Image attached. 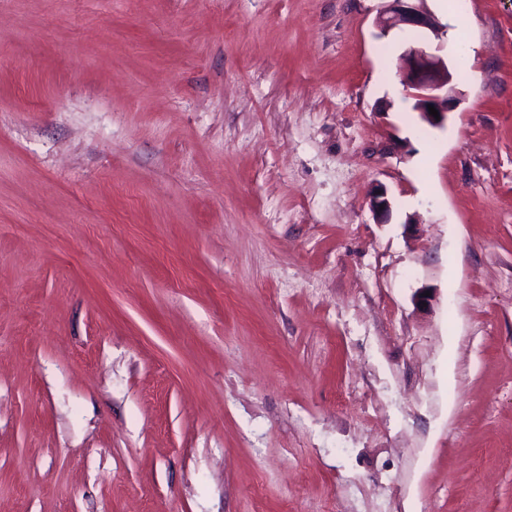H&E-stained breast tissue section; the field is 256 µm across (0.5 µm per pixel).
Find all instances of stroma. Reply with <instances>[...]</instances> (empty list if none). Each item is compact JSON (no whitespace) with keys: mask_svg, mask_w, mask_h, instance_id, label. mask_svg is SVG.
I'll list each match as a JSON object with an SVG mask.
<instances>
[{"mask_svg":"<svg viewBox=\"0 0 512 512\" xmlns=\"http://www.w3.org/2000/svg\"><path fill=\"white\" fill-rule=\"evenodd\" d=\"M386 5L0 0V512H512V0ZM383 13L378 17V26L386 33L397 26L435 32L437 21L423 6L425 0H388ZM426 47H409L404 54L402 81L413 92L420 119L432 127H440L448 120L459 101L458 91L451 84L452 75L443 56ZM428 105L438 111L439 119L430 115Z\"/></svg>","mask_w":512,"mask_h":512,"instance_id":"35a3bbf8","label":"stroma"}]
</instances>
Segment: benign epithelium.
<instances>
[{
    "instance_id": "1",
    "label": "benign epithelium",
    "mask_w": 512,
    "mask_h": 512,
    "mask_svg": "<svg viewBox=\"0 0 512 512\" xmlns=\"http://www.w3.org/2000/svg\"><path fill=\"white\" fill-rule=\"evenodd\" d=\"M378 26L384 33L397 26L433 32L437 28V21L417 0H389L388 6L378 17ZM402 81L412 90L416 110L424 123L440 127L448 120V114L458 102V91L452 85L448 63L438 51L426 47L408 48L404 54ZM430 105L438 111L439 117L430 115ZM370 203L378 221L386 222L391 211L386 190L381 187L372 189Z\"/></svg>"
}]
</instances>
